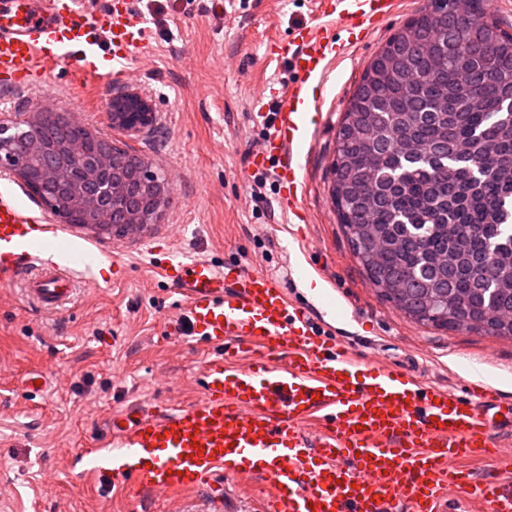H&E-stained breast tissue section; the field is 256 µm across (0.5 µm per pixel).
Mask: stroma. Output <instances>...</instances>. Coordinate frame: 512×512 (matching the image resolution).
Returning <instances> with one entry per match:
<instances>
[{
    "instance_id": "35a3bbf8",
    "label": "stroma",
    "mask_w": 512,
    "mask_h": 512,
    "mask_svg": "<svg viewBox=\"0 0 512 512\" xmlns=\"http://www.w3.org/2000/svg\"><path fill=\"white\" fill-rule=\"evenodd\" d=\"M425 0L396 8L357 47L337 27L343 50L329 67L321 107L298 157L310 223L292 222L268 181L251 195L248 155L263 129L250 117L262 86L294 74L274 59L275 38L319 22L316 0H132L148 42L132 58V78L100 89L85 109L83 91L64 75L41 87L0 91V115L17 121L41 111L79 119L91 133L142 158L171 183L160 223L137 236L96 234L64 225L55 249L91 252L107 269L71 263L79 292L54 314L29 306L19 286H0V512H132L121 494L103 493L82 458L113 412L188 405L209 348L197 337L168 338L166 317L181 297L158 267L167 250L275 275L289 301L308 306L317 326L359 353L455 386L466 359L512 378V339L478 330L448 331L412 320L366 280L332 202L336 134L349 99L388 38ZM136 91L153 107L151 128L113 127L107 104ZM116 337V345L106 337ZM43 394L25 392L30 373Z\"/></svg>"
}]
</instances>
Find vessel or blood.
<instances>
[{
    "label": "vessel or blood",
    "mask_w": 512,
    "mask_h": 512,
    "mask_svg": "<svg viewBox=\"0 0 512 512\" xmlns=\"http://www.w3.org/2000/svg\"><path fill=\"white\" fill-rule=\"evenodd\" d=\"M319 3L350 30L394 10V0H351L341 10ZM102 41L112 54L106 72L82 62ZM145 41L116 0L90 18L77 0H0V85L17 76L39 83L60 68L73 85L105 86L129 75ZM338 52L323 25L280 42L297 79L277 93L273 130L250 155L252 167H273L281 209L301 218L302 108ZM58 234L0 184V283L23 282L27 300L47 313L78 293L65 265L44 255ZM163 274L182 297L166 335L203 338L216 353L200 368L195 403L111 415L87 451L109 488L136 503L163 496L169 512H188L186 495L205 486L210 506L222 507L225 476L247 473L268 490L259 512H512V444L498 434L512 424L511 398L481 383L430 386L410 369L361 357L321 333L268 273L231 264L219 272L175 253ZM251 457L261 465L248 471ZM475 458L493 460L497 476L467 468Z\"/></svg>",
    "instance_id": "1"
}]
</instances>
